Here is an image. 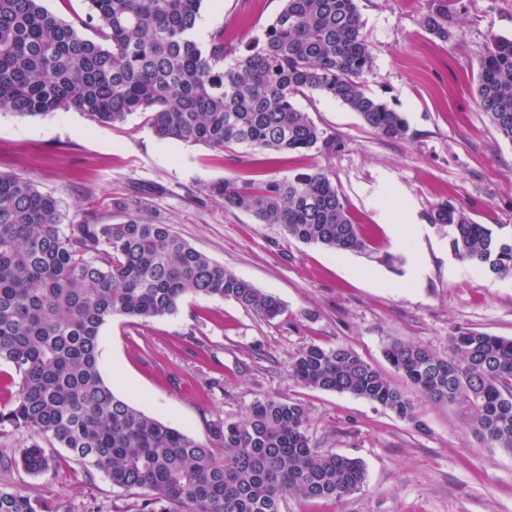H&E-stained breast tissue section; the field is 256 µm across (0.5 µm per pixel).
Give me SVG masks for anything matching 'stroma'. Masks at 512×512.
I'll return each mask as SVG.
<instances>
[{"instance_id": "obj_1", "label": "stroma", "mask_w": 512, "mask_h": 512, "mask_svg": "<svg viewBox=\"0 0 512 512\" xmlns=\"http://www.w3.org/2000/svg\"><path fill=\"white\" fill-rule=\"evenodd\" d=\"M374 55L369 92L401 112L407 138L378 136L341 103L299 99L338 148L278 155L158 139L146 115L99 125L76 110L28 117L0 112V172L32 181L62 202L63 223L116 224L160 217L198 251L278 297L267 321L231 300L186 297L178 312L145 323L116 317L100 330L99 364L113 391L145 413L209 438L210 423L241 419L256 399H293L308 411L318 451L363 461L364 487L340 501L288 497L280 512H512V454L477 442L459 411L420 403L417 422L363 398L307 389L288 376L303 347L342 344L395 385L385 356L394 341L445 354L448 337L472 330L512 338V279L456 258L448 229L430 223L452 201L481 224L512 225V142L472 96L491 37L512 39V0H457L448 40L422 25L427 0H359ZM283 0H205L199 42L223 29L243 44L262 37ZM328 171L373 253L335 251L289 238L279 226L226 209L208 183ZM410 225L406 236L393 227ZM55 469L0 470V484L45 502L49 512H123L131 497L103 473L87 475L63 448Z\"/></svg>"}]
</instances>
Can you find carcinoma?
I'll return each mask as SVG.
<instances>
[{"mask_svg": "<svg viewBox=\"0 0 512 512\" xmlns=\"http://www.w3.org/2000/svg\"><path fill=\"white\" fill-rule=\"evenodd\" d=\"M95 38L42 0H0V112L44 116L70 109L103 125L148 115L161 140L217 152L245 146L267 155L320 147L336 153L297 99L314 93L357 113L378 135L406 138L404 116L371 95L374 57L358 0H285L263 38L245 48L194 37L204 0H86ZM450 0H429L423 27L448 39ZM473 93L512 142V39L492 37ZM227 209L277 224L289 237L337 252L370 251L336 182L314 168L288 177L208 185ZM448 226L454 256L498 278L512 276V227L480 224L447 201L428 215ZM189 295L232 300L265 320L284 312L274 295L213 262L155 218L64 224L60 200L0 173V363L17 391L0 406V430L32 441L0 467L31 475L65 448L88 474L135 492L125 512H280L290 496L339 501L363 487L364 464L311 446L303 403L256 399L240 420L210 425L209 441L151 417L114 394L99 368V335L115 316H172ZM384 354L430 402L456 405L488 448L512 452V339L477 331L448 337V353L394 341ZM311 389L348 393L415 420L416 404L344 345L311 343L288 364ZM0 512H47L43 501L0 486Z\"/></svg>", "mask_w": 512, "mask_h": 512, "instance_id": "1", "label": "carcinoma"}]
</instances>
